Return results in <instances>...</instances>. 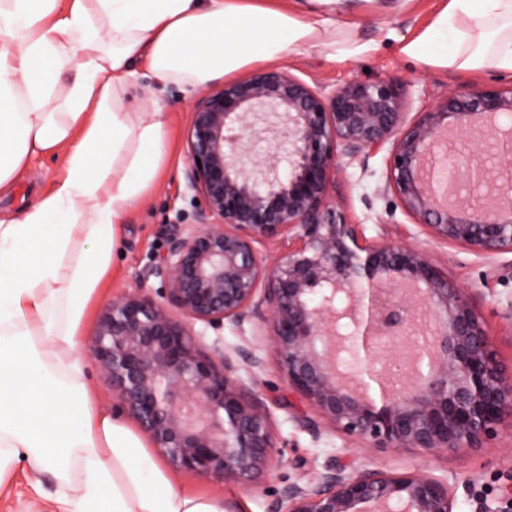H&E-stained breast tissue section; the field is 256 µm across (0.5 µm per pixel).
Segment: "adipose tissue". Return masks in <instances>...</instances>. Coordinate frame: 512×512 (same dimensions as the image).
Here are the masks:
<instances>
[{
  "mask_svg": "<svg viewBox=\"0 0 512 512\" xmlns=\"http://www.w3.org/2000/svg\"><path fill=\"white\" fill-rule=\"evenodd\" d=\"M354 0H0V189L37 156L64 176L0 219V482L51 476L66 512H225L181 489L145 439L85 378L83 330L130 210L167 152L154 96L131 100L138 65L192 94L310 46L331 61L377 50L337 20ZM398 53L512 75V0H445Z\"/></svg>",
  "mask_w": 512,
  "mask_h": 512,
  "instance_id": "1",
  "label": "adipose tissue"
}]
</instances>
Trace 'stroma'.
Masks as SVG:
<instances>
[{"label": "stroma", "mask_w": 512, "mask_h": 512, "mask_svg": "<svg viewBox=\"0 0 512 512\" xmlns=\"http://www.w3.org/2000/svg\"><path fill=\"white\" fill-rule=\"evenodd\" d=\"M443 0H415L405 16L381 17L362 9L355 17L360 38H379L381 32L408 36L423 28ZM393 40L373 55L344 62L327 61L320 49L309 48L283 60V67L309 85L334 90L350 79L366 82L397 81L401 88L406 121L431 108L451 92H466L487 84L512 87V76L487 74L473 77L459 71H442L400 57ZM167 105L169 154L161 180L125 220L120 251L112 267L109 296L147 286L160 288L162 280L146 271L164 249L165 232L176 221L191 223L193 194L185 170L186 129L192 98L176 86L161 94ZM386 152L372 156L367 166L345 165L336 175V203L351 221L359 224L368 243L395 241L425 250L449 280L463 288L480 317L506 373H512V254L488 256L462 243L434 237L431 230L396 206L386 194ZM62 164L53 158L33 159L9 191L0 194V217L15 216L25 206L53 187ZM223 343L226 351L251 350L263 360L259 381L253 390L264 403L273 423L275 454L271 466L248 485L227 484L213 477L181 472L180 477L195 492L217 495L233 503L237 512H284L289 485L305 484L330 464L351 468L379 467L387 471L430 474L447 480L454 496V512H478L486 501L491 512H503L512 490V427L503 426L483 447L471 450L428 452L417 448L377 450L347 436L315 407L293 393L282 378L266 337L253 335L250 325L225 324L223 331H207L205 343ZM316 422L317 431L306 428ZM57 486L43 476L34 488L29 472H12L0 485V512H62L53 496Z\"/></svg>", "instance_id": "35a3bbf8"}]
</instances>
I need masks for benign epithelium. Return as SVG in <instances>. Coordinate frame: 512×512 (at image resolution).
Here are the masks:
<instances>
[{
  "mask_svg": "<svg viewBox=\"0 0 512 512\" xmlns=\"http://www.w3.org/2000/svg\"><path fill=\"white\" fill-rule=\"evenodd\" d=\"M512 87L450 94L405 121L397 83L352 79L327 94L285 68L254 72L201 93L186 130L196 222L175 227L142 288L106 306L87 344L122 409L176 468L245 485L274 454L267 410L236 375L263 361L214 342L204 328L248 322L272 343L288 387L343 433L372 448H480L512 425V377L465 293L409 244L366 243L331 191L341 159L366 161L390 146L388 188L436 237L487 254L512 253V207L487 202L496 188L482 162L460 161L448 132L512 152ZM283 132L288 173L248 158L259 133ZM466 182L485 193L460 196ZM284 235L275 256L257 245ZM352 326L339 335V321ZM285 512H454L448 483L415 472L333 465L285 492Z\"/></svg>",
  "mask_w": 512,
  "mask_h": 512,
  "instance_id": "1",
  "label": "benign epithelium"
}]
</instances>
